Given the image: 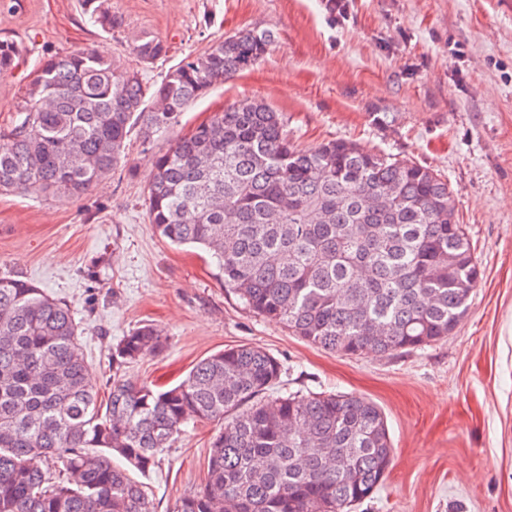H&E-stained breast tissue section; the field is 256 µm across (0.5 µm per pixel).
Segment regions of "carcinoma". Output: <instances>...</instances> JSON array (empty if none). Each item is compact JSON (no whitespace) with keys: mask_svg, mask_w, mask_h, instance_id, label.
<instances>
[{"mask_svg":"<svg viewBox=\"0 0 512 512\" xmlns=\"http://www.w3.org/2000/svg\"><path fill=\"white\" fill-rule=\"evenodd\" d=\"M83 5L115 26L103 0ZM274 41L241 30L159 81L95 50L38 62L0 132V193L81 197L123 158L133 118L148 138L166 134ZM133 51L147 66L168 47L146 34ZM18 55L0 41V73ZM147 209L161 238L209 253L246 308L344 355L447 338L480 278L441 174L348 140L298 150L263 101L224 109L159 154ZM81 336L68 304L0 272V512H154L132 471L147 476L191 421L220 427L204 486L172 512H351L385 479L393 448L381 409L353 393L281 391L283 365L259 346L214 353L158 390L125 378L167 345L143 323L112 345L103 401Z\"/></svg>","mask_w":512,"mask_h":512,"instance_id":"carcinoma-1","label":"carcinoma"}]
</instances>
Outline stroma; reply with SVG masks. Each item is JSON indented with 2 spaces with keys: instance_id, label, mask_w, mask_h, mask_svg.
<instances>
[{
  "instance_id": "1",
  "label": "stroma",
  "mask_w": 512,
  "mask_h": 512,
  "mask_svg": "<svg viewBox=\"0 0 512 512\" xmlns=\"http://www.w3.org/2000/svg\"><path fill=\"white\" fill-rule=\"evenodd\" d=\"M117 26L93 24L79 0H0V40L20 49L0 74V129L39 60L79 48L138 64L136 39L169 47L160 79L186 55L234 32L270 31L254 68L215 85L168 135L133 127L126 159L76 200L0 193V270L67 302L84 328L99 391L112 343L142 323L164 352L128 379L181 382L199 360L251 344L283 365L288 392L364 396L384 412L393 460L355 512H512V0H351L346 18L323 0H108ZM251 98L281 112L300 149L345 139L447 177L481 279L452 335L404 353L348 356L310 345L246 309L209 256L175 247L150 224L153 159L224 108ZM213 423L189 425L146 477L155 512L205 483Z\"/></svg>"
}]
</instances>
